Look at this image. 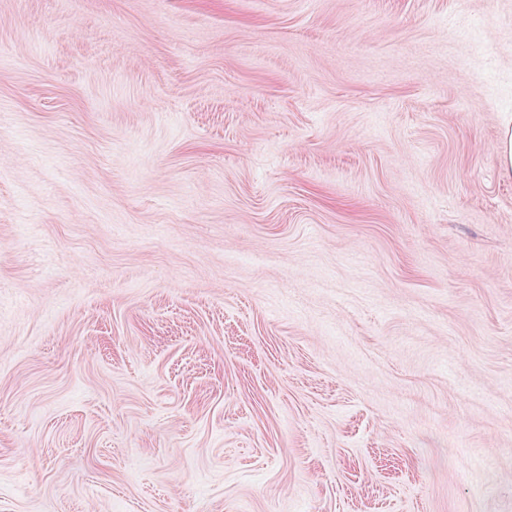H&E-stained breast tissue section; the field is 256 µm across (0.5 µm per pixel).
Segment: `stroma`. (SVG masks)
Returning a JSON list of instances; mask_svg holds the SVG:
<instances>
[{
    "label": "stroma",
    "mask_w": 512,
    "mask_h": 512,
    "mask_svg": "<svg viewBox=\"0 0 512 512\" xmlns=\"http://www.w3.org/2000/svg\"><path fill=\"white\" fill-rule=\"evenodd\" d=\"M512 0H0V512H512ZM500 174L512 178V115L506 117L497 144Z\"/></svg>",
    "instance_id": "35a3bbf8"
}]
</instances>
